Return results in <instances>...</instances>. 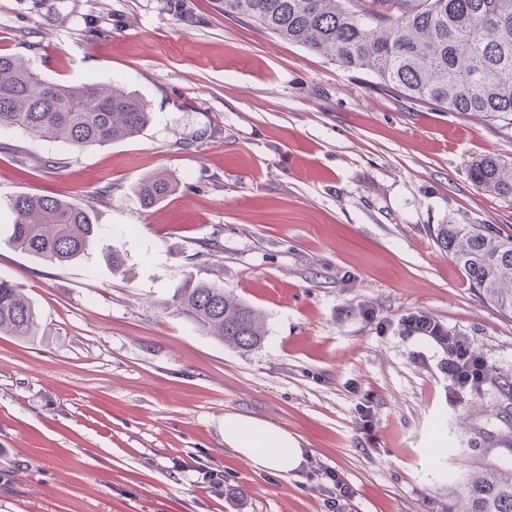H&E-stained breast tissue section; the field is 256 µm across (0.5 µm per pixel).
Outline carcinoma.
I'll list each match as a JSON object with an SVG mask.
<instances>
[{
    "label": "carcinoma",
    "instance_id": "cac0c4a2",
    "mask_svg": "<svg viewBox=\"0 0 512 512\" xmlns=\"http://www.w3.org/2000/svg\"><path fill=\"white\" fill-rule=\"evenodd\" d=\"M224 14L323 56L343 69L368 73L379 86L450 112L512 124V0H220ZM148 104L118 87L63 85L43 78L22 59L0 54V130L19 129L77 150L132 139L150 122ZM470 179L512 198V162L475 161ZM165 177L135 186L150 208L172 192ZM9 244L48 265L81 257L95 238L91 208L64 198L21 194L11 203ZM438 245L479 295L512 315V235L486 224H440ZM177 311L238 349L261 344L257 310L224 287L188 283ZM38 314L19 287L0 279V334H36ZM466 512H512V448L461 486Z\"/></svg>",
    "mask_w": 512,
    "mask_h": 512
}]
</instances>
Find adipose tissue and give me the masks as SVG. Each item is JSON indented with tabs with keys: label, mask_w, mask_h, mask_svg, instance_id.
Masks as SVG:
<instances>
[{
	"label": "adipose tissue",
	"mask_w": 512,
	"mask_h": 512,
	"mask_svg": "<svg viewBox=\"0 0 512 512\" xmlns=\"http://www.w3.org/2000/svg\"><path fill=\"white\" fill-rule=\"evenodd\" d=\"M224 442L258 470L287 474L297 471L306 457L295 438L249 416L225 415Z\"/></svg>",
	"instance_id": "adipose-tissue-1"
}]
</instances>
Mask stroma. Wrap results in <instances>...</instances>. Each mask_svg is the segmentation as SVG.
<instances>
[{
  "mask_svg": "<svg viewBox=\"0 0 512 512\" xmlns=\"http://www.w3.org/2000/svg\"><path fill=\"white\" fill-rule=\"evenodd\" d=\"M184 3L0 0L1 53L51 81L121 84L153 113L139 136L83 150L0 131V279L39 322L0 334V512H332L330 471L352 487L344 512H462L459 480L500 456L481 411L512 426L496 382L512 375V318L434 231L512 233V202L469 177L483 156L512 160V125L381 91L217 0ZM151 175L174 190L146 209L134 187ZM24 193L90 205L82 258L13 250ZM214 280L262 312L260 347L178 315V288ZM415 311L469 338L490 367L480 390L449 387L442 351L398 335ZM230 413L294 437L303 465L238 458Z\"/></svg>",
  "mask_w": 512,
  "mask_h": 512,
  "instance_id": "1",
  "label": "stroma"
}]
</instances>
